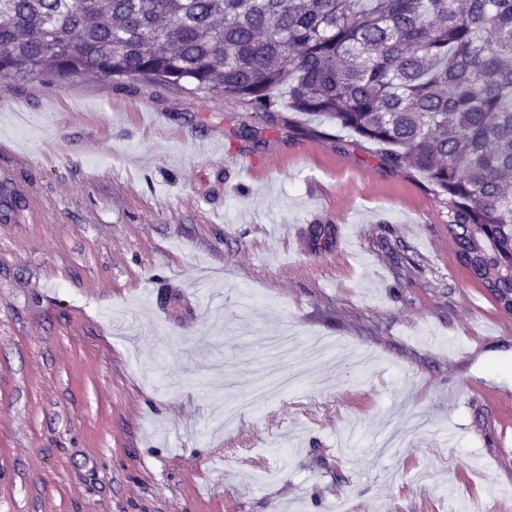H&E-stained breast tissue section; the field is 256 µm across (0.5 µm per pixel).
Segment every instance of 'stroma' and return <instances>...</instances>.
<instances>
[{
    "label": "stroma",
    "instance_id": "1",
    "mask_svg": "<svg viewBox=\"0 0 512 512\" xmlns=\"http://www.w3.org/2000/svg\"><path fill=\"white\" fill-rule=\"evenodd\" d=\"M286 329L303 376L225 422ZM503 499L512 314L422 182L284 96L0 77V512Z\"/></svg>",
    "mask_w": 512,
    "mask_h": 512
}]
</instances>
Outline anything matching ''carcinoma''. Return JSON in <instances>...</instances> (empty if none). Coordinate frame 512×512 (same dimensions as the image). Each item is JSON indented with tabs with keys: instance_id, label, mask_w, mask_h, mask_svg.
<instances>
[{
	"instance_id": "1",
	"label": "carcinoma",
	"mask_w": 512,
	"mask_h": 512,
	"mask_svg": "<svg viewBox=\"0 0 512 512\" xmlns=\"http://www.w3.org/2000/svg\"><path fill=\"white\" fill-rule=\"evenodd\" d=\"M278 91L381 147L447 210L460 261L512 311V0H0V74Z\"/></svg>"
}]
</instances>
